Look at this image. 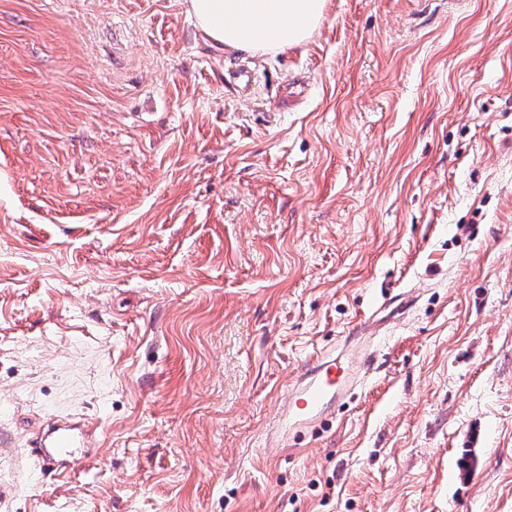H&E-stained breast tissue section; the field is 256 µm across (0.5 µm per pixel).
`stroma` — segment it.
<instances>
[{"mask_svg": "<svg viewBox=\"0 0 512 512\" xmlns=\"http://www.w3.org/2000/svg\"><path fill=\"white\" fill-rule=\"evenodd\" d=\"M65 414L102 436L61 483L25 443ZM2 431L0 512H512V0H329L263 55L186 0H0ZM357 365L354 357L348 354L319 357L303 373L300 383L293 387L287 409L266 440L282 447L290 436L301 435L332 415L351 390L361 383ZM279 428L287 429V433H281Z\"/></svg>", "mask_w": 512, "mask_h": 512, "instance_id": "obj_1", "label": "stroma"}]
</instances>
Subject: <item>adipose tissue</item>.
I'll use <instances>...</instances> for the list:
<instances>
[{"instance_id": "ef3b65f1", "label": "adipose tissue", "mask_w": 512, "mask_h": 512, "mask_svg": "<svg viewBox=\"0 0 512 512\" xmlns=\"http://www.w3.org/2000/svg\"><path fill=\"white\" fill-rule=\"evenodd\" d=\"M327 0H187V10L213 43L228 51L267 54L309 40Z\"/></svg>"}]
</instances>
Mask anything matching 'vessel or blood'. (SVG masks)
Returning a JSON list of instances; mask_svg holds the SVG:
<instances>
[{
    "label": "vessel or blood",
    "mask_w": 512,
    "mask_h": 512,
    "mask_svg": "<svg viewBox=\"0 0 512 512\" xmlns=\"http://www.w3.org/2000/svg\"><path fill=\"white\" fill-rule=\"evenodd\" d=\"M369 356L370 346L365 343L354 357H319L293 387L279 426L267 434V441L285 445L289 437L301 435L333 414L361 381L357 358ZM97 439L96 424L73 415L55 416L46 421L36 437L28 440L27 446L30 456L47 476L62 478L69 476V465L78 461L81 448Z\"/></svg>",
    "instance_id": "1"
}]
</instances>
